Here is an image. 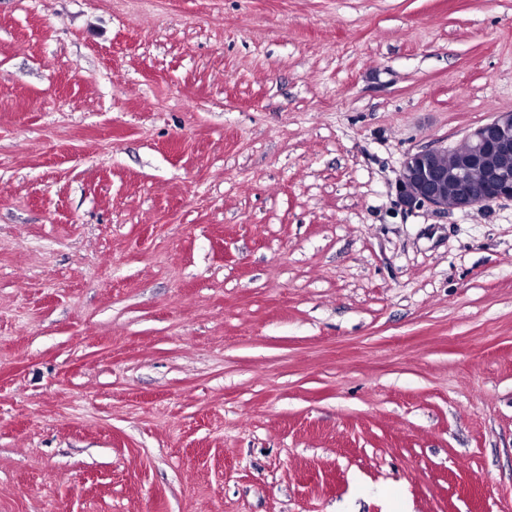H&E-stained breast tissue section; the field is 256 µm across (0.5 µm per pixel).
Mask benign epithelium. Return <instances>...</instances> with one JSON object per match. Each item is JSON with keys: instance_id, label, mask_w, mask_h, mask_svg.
I'll return each instance as SVG.
<instances>
[{"instance_id": "obj_1", "label": "benign epithelium", "mask_w": 512, "mask_h": 512, "mask_svg": "<svg viewBox=\"0 0 512 512\" xmlns=\"http://www.w3.org/2000/svg\"><path fill=\"white\" fill-rule=\"evenodd\" d=\"M401 203L466 210L512 201V112H496L451 147L405 156Z\"/></svg>"}]
</instances>
